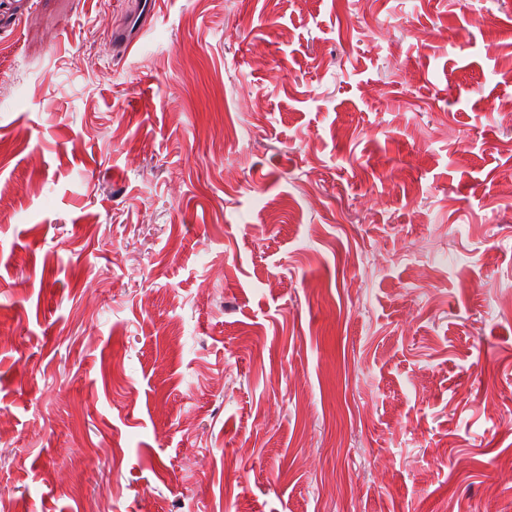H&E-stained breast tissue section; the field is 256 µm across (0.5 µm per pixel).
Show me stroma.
Masks as SVG:
<instances>
[{
	"label": "stroma",
	"instance_id": "35a3bbf8",
	"mask_svg": "<svg viewBox=\"0 0 512 512\" xmlns=\"http://www.w3.org/2000/svg\"><path fill=\"white\" fill-rule=\"evenodd\" d=\"M126 2L0 0L17 512H507L512 0ZM164 2L162 0H138L136 9L125 27L110 31L113 40H117L126 53H130L136 46L135 35L143 31L148 32L154 18L160 13Z\"/></svg>",
	"mask_w": 512,
	"mask_h": 512
}]
</instances>
